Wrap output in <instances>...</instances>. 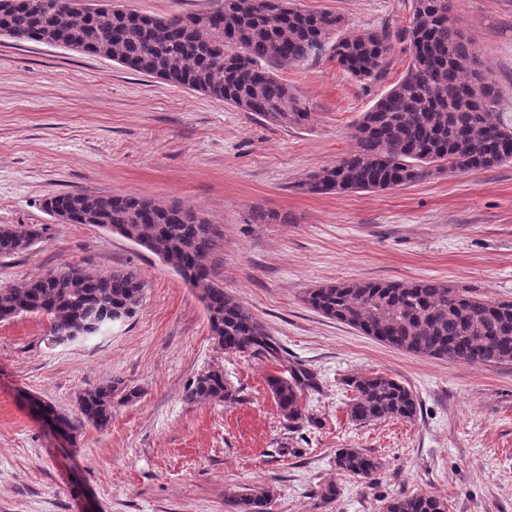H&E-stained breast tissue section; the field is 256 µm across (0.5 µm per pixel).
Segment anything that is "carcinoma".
I'll return each instance as SVG.
<instances>
[{
  "label": "carcinoma",
  "instance_id": "obj_1",
  "mask_svg": "<svg viewBox=\"0 0 512 512\" xmlns=\"http://www.w3.org/2000/svg\"><path fill=\"white\" fill-rule=\"evenodd\" d=\"M449 0H414L404 30L411 62L404 78L362 114L356 149L300 184L309 193L374 192L421 182L433 172L488 170L512 163V127L495 106L499 91L473 43L448 17ZM340 27L329 13L304 12L292 0H214L203 14L158 17L104 0H0V36L40 42L115 61L182 88L201 92L275 126H302L311 113L297 106L271 64L299 65ZM390 34L376 30L336 40L338 64L358 80L384 67ZM48 214L66 211L74 224H112L123 237L159 258H176V272L199 290L214 344L278 362L283 349L250 309L224 289L215 261L218 232L181 201L137 194L65 192L46 199ZM46 233L43 224L0 226V257L28 251ZM145 283L134 266L89 272L62 263L18 285L0 287V320L42 314L46 340L82 339L86 325L112 327L113 316L131 319ZM305 301L323 316L405 351L465 364L512 363V301L487 300L436 280L407 283L340 281L311 288ZM274 402L297 427L307 418V398L319 391L317 374L298 366L289 377L266 379ZM350 420L416 419L419 403L403 384L380 374L351 376ZM189 403L236 398L223 367L198 372L185 387ZM140 398V389L110 378L77 398V413L47 406L76 438L88 426L112 421L114 404ZM336 468L370 478L380 461L357 448L336 452ZM270 491L246 489L224 499L225 512H267ZM386 512H448V501L426 493L400 494Z\"/></svg>",
  "mask_w": 512,
  "mask_h": 512
}]
</instances>
